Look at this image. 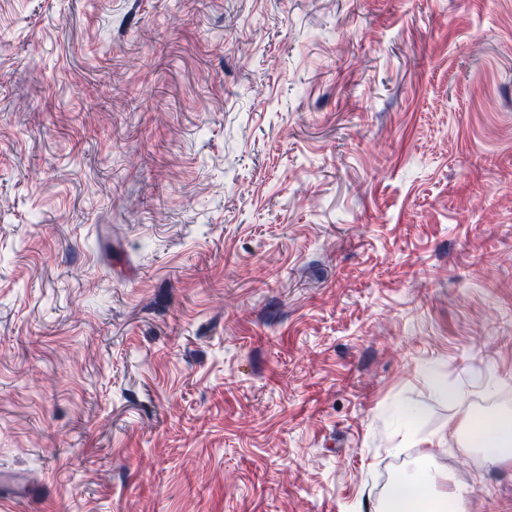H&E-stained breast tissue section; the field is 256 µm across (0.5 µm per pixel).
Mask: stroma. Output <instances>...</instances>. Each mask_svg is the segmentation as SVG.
I'll list each match as a JSON object with an SVG mask.
<instances>
[{"label": "stroma", "mask_w": 512, "mask_h": 512, "mask_svg": "<svg viewBox=\"0 0 512 512\" xmlns=\"http://www.w3.org/2000/svg\"><path fill=\"white\" fill-rule=\"evenodd\" d=\"M509 410L512 0H0L16 512H512ZM478 446H471L473 442L464 445L463 449L470 447L480 448L492 464L512 463V419L497 416L494 423L482 430L476 437ZM427 485L430 488L428 500L433 505L429 512H469L467 492L465 488L457 483L438 485L442 476L438 473L427 475ZM418 505H423V498L419 495H411L403 487L402 482L394 483L387 497L386 512H419L425 511L418 508Z\"/></svg>", "instance_id": "stroma-1"}]
</instances>
